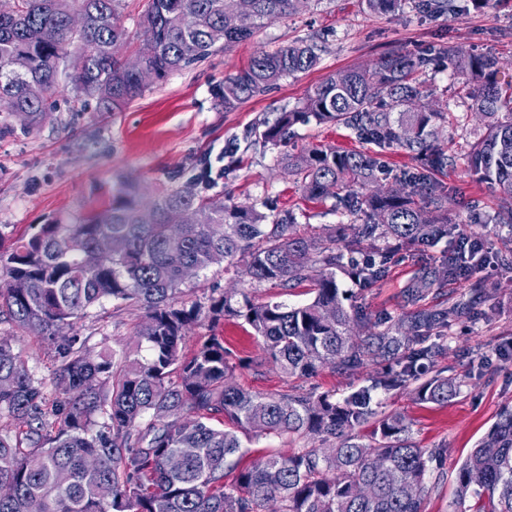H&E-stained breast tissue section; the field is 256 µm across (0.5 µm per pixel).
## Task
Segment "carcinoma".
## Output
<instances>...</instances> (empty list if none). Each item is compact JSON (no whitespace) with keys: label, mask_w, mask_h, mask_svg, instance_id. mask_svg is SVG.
<instances>
[{"label":"carcinoma","mask_w":512,"mask_h":512,"mask_svg":"<svg viewBox=\"0 0 512 512\" xmlns=\"http://www.w3.org/2000/svg\"><path fill=\"white\" fill-rule=\"evenodd\" d=\"M119 2L17 0L13 13L0 15V105L26 113L24 129L40 126L63 74L78 96L95 100L104 112L142 93L145 85L123 66ZM254 2L253 13L240 21L235 0H150L141 22L149 48L144 66L163 81L297 10V0ZM364 3L379 15L407 7L433 17L464 10L457 0ZM76 9L86 16L80 32L70 28ZM76 41L83 49L74 56L69 47ZM318 62L317 44L297 39L256 53L213 94L232 110ZM435 62L478 81L469 109L484 125L468 163L512 218V81L498 82L495 57L450 44L418 56L396 51L371 66L333 74L261 133L275 142L304 118L343 127L377 147L319 146L284 159L309 198H334L343 213L368 218L347 238L319 244L297 233L289 212L271 219L229 201L186 200L179 190L152 202V224L140 222L141 207L127 190L76 224H43L7 246L0 233V321L56 343L60 394L47 405L12 337L0 336V418L8 420L7 431H0V487L6 489L0 512H422L443 477L433 462L447 449L419 447L411 423L379 413L374 393L411 387L424 403H448L460 382L441 371L428 375L427 365L446 355L448 327L478 296L445 309L420 308L428 292L423 280L405 290L415 310L396 322L387 315L372 319L363 307L345 304L353 292L338 286L336 271L369 287L386 274L394 253L453 236L460 245L445 262L453 277L463 271L465 254L479 251L478 243L461 241L448 220V193L431 180V172L448 167V151L438 143L448 112L422 109L418 74ZM32 83L44 87V97L29 95ZM385 149L420 165L401 172V188L375 191L370 186ZM356 186L367 193L358 194ZM187 207L196 212L194 224L181 223ZM102 239L110 240V251L86 267L85 253ZM240 261L252 285L308 282L312 301L259 302L244 289L187 299L182 266L200 272ZM105 300L144 310L138 336L145 354L105 348L89 359L77 337L63 334ZM226 320L244 321L288 377L325 368L346 373L367 360L380 372L341 400L313 391H249L237 383L236 370L251 363L224 346L219 327ZM203 322L210 336L185 355L189 333ZM355 326L362 331L356 340ZM369 424V434H358ZM270 434L306 445L240 467L244 442ZM456 495L460 505L473 500L470 512H512V410L459 465Z\"/></svg>","instance_id":"1"}]
</instances>
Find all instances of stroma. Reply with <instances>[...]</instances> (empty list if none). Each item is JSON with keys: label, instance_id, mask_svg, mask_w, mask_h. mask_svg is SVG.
I'll return each mask as SVG.
<instances>
[{"label": "stroma", "instance_id": "stroma-1", "mask_svg": "<svg viewBox=\"0 0 512 512\" xmlns=\"http://www.w3.org/2000/svg\"><path fill=\"white\" fill-rule=\"evenodd\" d=\"M298 38H312L321 45L314 69L283 78L268 93L233 110L217 104L212 89L226 75L245 67L258 51H271ZM448 43L475 54H493L499 79L512 78V0H500L492 12L469 7L449 19H425L408 10L374 15L361 0H308L296 14L267 24L251 41L216 51L205 61L148 85L112 113L99 111L96 101H83L69 80H61L46 120L34 131H23L20 122L0 107V230L17 237L37 224L76 223L109 206L126 185L136 188L145 207L169 190L190 186L200 197L217 196L271 215L292 212L299 234L329 239L341 222L335 199H308L282 160L320 145L358 150L361 142L344 128L312 121L295 123L276 143L263 142L260 131L299 107L332 74L371 65L397 50L419 54ZM424 79V105L445 106L453 114L439 129L453 162L436 175L448 191V216L467 235L481 238L486 261L485 268L434 281L424 305L445 308L477 289L484 301L448 330V355L439 366L446 375L461 379L462 386L447 404L421 402L409 389L380 391L376 399L382 411L411 422L420 447H447L444 478L425 500L424 512H454L458 466L501 412L512 410V273L501 270L497 261L512 251V228L499 222L497 195L467 170L465 156L482 127L479 115L467 107L469 84L441 66L427 71ZM473 199L483 208L477 221L468 210ZM449 247L445 240L422 257H395L385 277L365 290L356 288L346 273H337L336 280L340 288L354 291L357 305L368 313L399 319L409 310L405 289L428 270L441 269ZM190 286L203 299L228 288L247 287L248 281L240 268L216 264L192 279ZM142 322V311L107 303L89 309L74 332L88 350L119 351L135 348ZM249 331L236 320L223 326L226 344L253 362L251 368L238 371V383L261 393L298 384L264 361ZM0 336L13 337L30 373L47 395H54L56 357L47 338L7 322H0ZM374 372L368 362L347 374L326 369L301 384L341 397L366 385Z\"/></svg>", "mask_w": 512, "mask_h": 512}]
</instances>
